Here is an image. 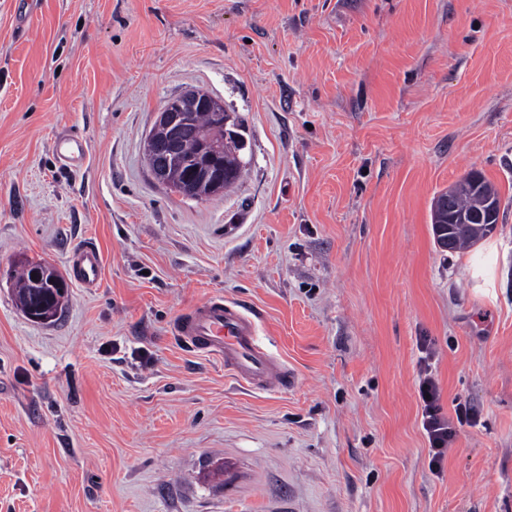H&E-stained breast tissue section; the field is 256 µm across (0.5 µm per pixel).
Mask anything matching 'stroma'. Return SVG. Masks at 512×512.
Segmentation results:
<instances>
[{
	"label": "stroma",
	"mask_w": 512,
	"mask_h": 512,
	"mask_svg": "<svg viewBox=\"0 0 512 512\" xmlns=\"http://www.w3.org/2000/svg\"><path fill=\"white\" fill-rule=\"evenodd\" d=\"M188 89L245 142L202 200L144 153ZM473 170L499 220L441 251L432 200ZM87 241L101 287L30 320L22 267ZM218 294L291 388L173 335ZM425 339L445 414H478L439 478ZM0 512H512V0H0ZM54 149L60 161L70 169L81 168L87 159V146L83 138L75 133L56 137Z\"/></svg>",
	"instance_id": "stroma-1"
}]
</instances>
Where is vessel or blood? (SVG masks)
Returning <instances> with one entry per match:
<instances>
[{
	"label": "vessel or blood",
	"instance_id": "vessel-or-blood-1",
	"mask_svg": "<svg viewBox=\"0 0 512 512\" xmlns=\"http://www.w3.org/2000/svg\"><path fill=\"white\" fill-rule=\"evenodd\" d=\"M55 152L68 168L82 167L87 146L74 132L56 137ZM68 271L87 289L100 287L103 260L96 247L84 244L68 257ZM175 336L191 351L223 361L237 379L266 390L287 388L294 374L276 361L257 341V316L239 302L217 295L179 316Z\"/></svg>",
	"mask_w": 512,
	"mask_h": 512
}]
</instances>
